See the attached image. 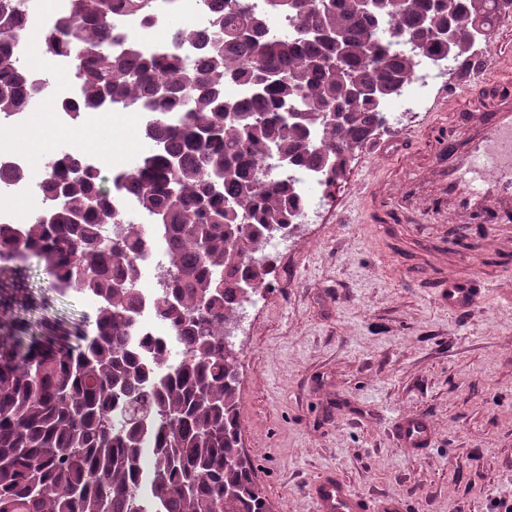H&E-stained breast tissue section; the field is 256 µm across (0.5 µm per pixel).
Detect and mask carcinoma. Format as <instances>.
Wrapping results in <instances>:
<instances>
[{"label": "carcinoma", "mask_w": 512, "mask_h": 512, "mask_svg": "<svg viewBox=\"0 0 512 512\" xmlns=\"http://www.w3.org/2000/svg\"><path fill=\"white\" fill-rule=\"evenodd\" d=\"M13 2L0 0V29L13 32L0 36V121L46 92L10 53L22 35ZM152 3L79 0L44 35L48 52L72 59L80 109L147 113L153 148L109 178L56 153L48 207L18 228L0 224V249L43 260L63 288L99 301L95 333L74 348L0 340V512H272L242 456L238 355L224 337L268 285L270 270L249 254L291 229L299 207L291 185L261 166L282 157L335 182L377 132L381 105L415 74L418 53L467 55L488 9L512 11V0H405L397 26L411 45L401 48L385 27L391 0L368 12L358 0H269L268 12L249 0L231 12L209 3L201 36L194 26L169 37L174 48L195 41L197 69L121 34L126 15L152 24ZM273 14L288 27L272 25ZM230 81L245 98L224 93ZM114 189L131 190L166 232L173 284L154 304L182 337L176 362L157 342L126 345L151 229L112 207ZM146 436L154 463L140 496Z\"/></svg>", "instance_id": "1"}]
</instances>
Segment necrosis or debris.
Masks as SVG:
<instances>
[{"label":"necrosis or debris","mask_w":512,"mask_h":512,"mask_svg":"<svg viewBox=\"0 0 512 512\" xmlns=\"http://www.w3.org/2000/svg\"><path fill=\"white\" fill-rule=\"evenodd\" d=\"M77 0H24V18L29 29L27 40L15 46V55L25 59L38 58L41 65L49 67L56 80L53 97L56 107L52 116L34 111L28 104H21L6 121L0 123V160L20 169L22 180L0 184V223L20 225L28 223L31 216L41 212L48 204L46 183L48 179L46 158L57 140L69 137L72 128L85 131L86 136L73 140V148L85 147L88 138L105 132L114 123L131 121L136 128H143L146 117L122 106H113L108 112H86L80 120H72L69 112L63 110V103L75 98L69 83L72 68L70 57L46 52L42 45L44 33L52 27L57 15L73 11ZM202 0H155L158 26L144 25L134 16L125 17L121 27L132 38L140 40L145 47L156 50L164 46L160 32L168 27L182 26L200 20ZM418 73L407 81L395 98L387 101L380 112L381 129L399 127L408 113L418 109L431 89L442 79L452 63L427 54H419ZM288 177L299 196L304 200L295 217L299 224H318L323 220L327 206L328 185L324 176L294 169ZM165 245L162 234H154L139 263L145 274L141 278V305L138 324L131 336V346H139L146 339L160 341L167 350L182 348L179 336L173 333L166 321L156 313L152 298L157 289L162 268L155 264L156 252Z\"/></svg>","instance_id":"1"}]
</instances>
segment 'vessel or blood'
I'll return each instance as SVG.
<instances>
[{"label": "vessel or blood", "instance_id": "b4317fda", "mask_svg": "<svg viewBox=\"0 0 512 512\" xmlns=\"http://www.w3.org/2000/svg\"><path fill=\"white\" fill-rule=\"evenodd\" d=\"M459 84L486 90L480 109L465 114L464 133L438 127L436 151L422 177L397 197L378 189L370 196L372 206L395 224L405 242L416 234L408 223L411 205L422 204L429 217L451 214L455 231L438 251L454 260L465 258L464 242L473 237L492 240L503 250L512 248V236L503 231L512 223V81H494L492 70L478 62L460 71ZM482 283L479 271L465 269L438 277L435 286L449 311L463 314L482 302ZM393 433L412 452L429 447L435 438L430 421L417 414L398 419ZM311 495L316 512H371L365 499L333 476L314 481Z\"/></svg>", "mask_w": 512, "mask_h": 512}]
</instances>
